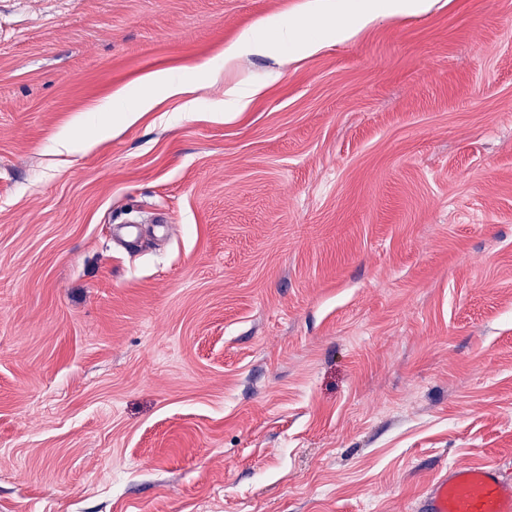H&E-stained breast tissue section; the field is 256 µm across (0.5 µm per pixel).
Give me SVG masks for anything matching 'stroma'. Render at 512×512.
Returning <instances> with one entry per match:
<instances>
[{
	"mask_svg": "<svg viewBox=\"0 0 512 512\" xmlns=\"http://www.w3.org/2000/svg\"><path fill=\"white\" fill-rule=\"evenodd\" d=\"M309 3L0 0V512H414L512 472V0L225 66L352 19ZM154 70L191 92L101 131ZM419 512H512V477L494 462L455 464L419 500Z\"/></svg>",
	"mask_w": 512,
	"mask_h": 512,
	"instance_id": "stroma-1",
	"label": "stroma"
}]
</instances>
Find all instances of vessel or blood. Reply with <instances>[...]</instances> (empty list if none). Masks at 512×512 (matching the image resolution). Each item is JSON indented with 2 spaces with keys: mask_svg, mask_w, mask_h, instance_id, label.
Instances as JSON below:
<instances>
[{
  "mask_svg": "<svg viewBox=\"0 0 512 512\" xmlns=\"http://www.w3.org/2000/svg\"><path fill=\"white\" fill-rule=\"evenodd\" d=\"M418 512H512V477L493 462L454 465L423 494Z\"/></svg>",
  "mask_w": 512,
  "mask_h": 512,
  "instance_id": "vessel-or-blood-1",
  "label": "vessel or blood"
}]
</instances>
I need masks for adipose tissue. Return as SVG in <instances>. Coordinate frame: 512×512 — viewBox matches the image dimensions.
<instances>
[{"label": "adipose tissue", "mask_w": 512, "mask_h": 512, "mask_svg": "<svg viewBox=\"0 0 512 512\" xmlns=\"http://www.w3.org/2000/svg\"><path fill=\"white\" fill-rule=\"evenodd\" d=\"M430 6L431 0H361L353 22L332 27L322 34L306 35L298 27L285 22L278 24L276 33L271 38L261 36L259 30H247L225 48L224 61L231 64L253 53L268 54L276 51L278 46L289 42L298 43L303 53L313 54L320 49L324 39L346 41L355 37L363 28L379 17L423 13ZM143 83L146 92L132 105H123L118 98L112 97L100 104V111H119L121 122L132 123L154 109L156 100L152 94L153 89H164L171 96L186 91L184 85L171 80L166 73L161 71L145 75Z\"/></svg>", "instance_id": "adipose-tissue-1"}]
</instances>
